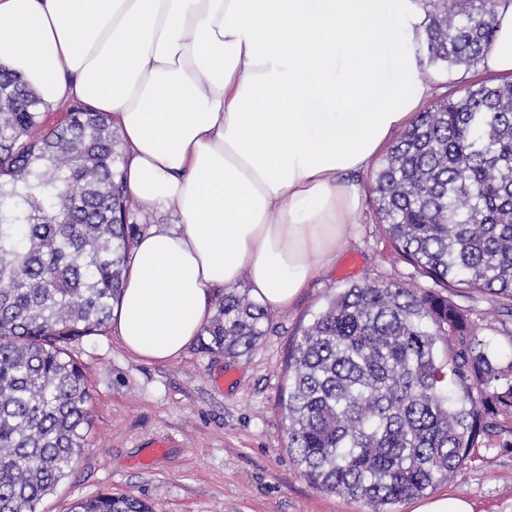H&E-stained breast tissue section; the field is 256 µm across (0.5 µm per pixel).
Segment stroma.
I'll use <instances>...</instances> for the list:
<instances>
[{
    "label": "stroma",
    "mask_w": 512,
    "mask_h": 512,
    "mask_svg": "<svg viewBox=\"0 0 512 512\" xmlns=\"http://www.w3.org/2000/svg\"><path fill=\"white\" fill-rule=\"evenodd\" d=\"M374 176L370 169L358 178L361 202L335 263L287 309L271 312L251 351L229 357L196 340L173 362H138L108 328L69 345L92 395L88 445L41 512H71L101 493L144 500L153 512H371L366 502L305 478L288 452L281 399L295 340L343 288L386 277L432 285L382 231ZM451 298L501 363L512 362V313L474 289ZM443 494L473 500L484 512H512V448L494 440L471 449L462 469L425 496Z\"/></svg>",
    "instance_id": "35a3bbf8"
}]
</instances>
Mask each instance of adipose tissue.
I'll return each instance as SVG.
<instances>
[{
	"label": "adipose tissue",
	"instance_id": "adipose-tissue-1",
	"mask_svg": "<svg viewBox=\"0 0 512 512\" xmlns=\"http://www.w3.org/2000/svg\"><path fill=\"white\" fill-rule=\"evenodd\" d=\"M482 61L512 79V0ZM417 0H0V64L122 133L136 239L111 327L178 359L217 289L288 307L332 262L365 172L430 95Z\"/></svg>",
	"mask_w": 512,
	"mask_h": 512
}]
</instances>
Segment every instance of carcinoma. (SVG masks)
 I'll return each instance as SVG.
<instances>
[{
    "label": "carcinoma",
    "mask_w": 512,
    "mask_h": 512,
    "mask_svg": "<svg viewBox=\"0 0 512 512\" xmlns=\"http://www.w3.org/2000/svg\"><path fill=\"white\" fill-rule=\"evenodd\" d=\"M496 5L422 0V64L465 74L480 64ZM453 84L401 132L373 188L396 250L440 290L354 283L288 358L289 453L316 488L372 512L456 473L494 429L512 445V362L443 295L475 288L512 311V81ZM42 109L0 65V512H40L86 447L91 395L65 346L106 327L142 233L118 130L78 103L38 136ZM267 324L248 295L228 293L203 345L247 352ZM73 512L150 510L101 493Z\"/></svg>",
    "instance_id": "1"
}]
</instances>
